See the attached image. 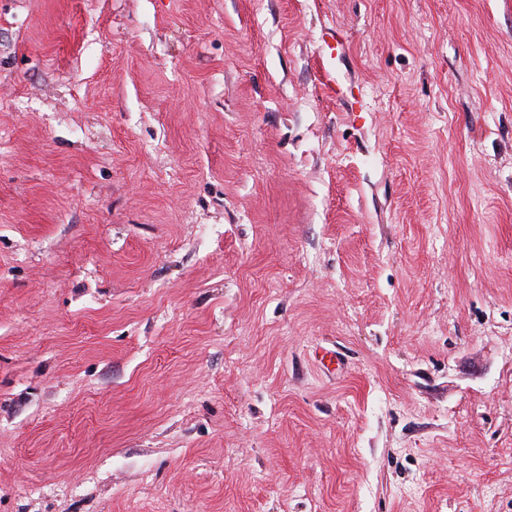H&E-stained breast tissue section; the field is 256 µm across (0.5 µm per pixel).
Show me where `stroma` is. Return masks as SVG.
Listing matches in <instances>:
<instances>
[{
    "label": "stroma",
    "mask_w": 512,
    "mask_h": 512,
    "mask_svg": "<svg viewBox=\"0 0 512 512\" xmlns=\"http://www.w3.org/2000/svg\"><path fill=\"white\" fill-rule=\"evenodd\" d=\"M0 512H512V0H0Z\"/></svg>",
    "instance_id": "1"
}]
</instances>
